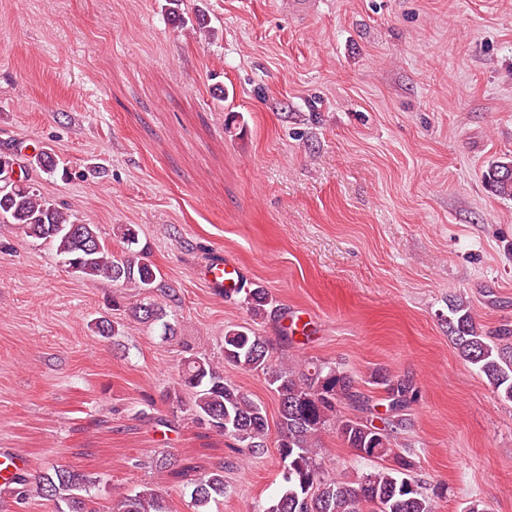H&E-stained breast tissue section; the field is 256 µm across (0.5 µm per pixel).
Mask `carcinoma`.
<instances>
[{"mask_svg":"<svg viewBox=\"0 0 512 512\" xmlns=\"http://www.w3.org/2000/svg\"><path fill=\"white\" fill-rule=\"evenodd\" d=\"M30 167L47 174L60 171L55 155L41 150L28 159ZM486 188L495 196L512 198V160L492 163L483 173ZM0 224H13L28 236L51 244L63 265L78 277L108 280L149 294L164 287L161 272L139 250L138 229L117 225L116 237L123 247L112 249L102 242L98 227L86 224L60 208L35 184L23 177L0 185ZM244 303L255 321L283 319L286 312L269 291L259 285L244 289ZM448 338L459 356L476 367L502 399L512 401V331L490 336L481 330L469 305L448 302ZM132 316L143 324L161 323L163 334L177 335L167 321L166 308L143 300L131 307ZM104 338L121 335V324L106 316L94 323ZM224 365L260 372L279 404L277 448L283 465L284 486L278 497L261 512H436L443 492H427L411 476L409 457L394 449V429L406 422L407 411L417 399L412 380L397 378L381 369L371 371L368 381L383 390L386 413L368 416V398L358 389L355 375L329 363L272 362L266 341L246 326L224 329ZM180 386L192 391L190 411L194 419L215 432L234 439L249 455L267 447L269 424L262 405L224 376V371L195 354L182 358ZM349 405L363 416L347 418L340 407ZM334 428L337 437L362 459L390 460L392 464L351 481L338 478L325 467L318 452L320 434ZM95 481L86 474L63 466L50 473L25 474L3 491L23 504L32 494L65 512H102L91 496ZM224 496V469L194 483L191 502L203 508ZM110 512H170L163 497L145 487L113 502Z\"/></svg>","mask_w":512,"mask_h":512,"instance_id":"carcinoma-1","label":"carcinoma"}]
</instances>
